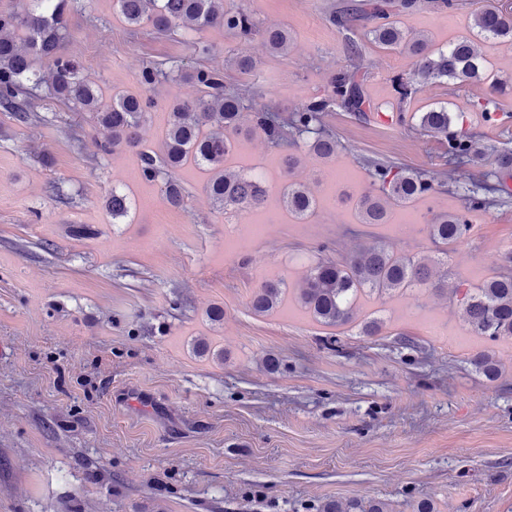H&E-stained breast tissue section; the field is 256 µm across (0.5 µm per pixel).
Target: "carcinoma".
Here are the masks:
<instances>
[{"label": "carcinoma", "instance_id": "cac0c4a2", "mask_svg": "<svg viewBox=\"0 0 512 512\" xmlns=\"http://www.w3.org/2000/svg\"><path fill=\"white\" fill-rule=\"evenodd\" d=\"M116 3L125 21L137 28L148 26L159 33H174L219 27L245 38L257 37L269 52L281 56L288 55L292 47L288 28H263L251 11L226 8L224 0H116ZM423 6L447 11L456 3L454 0H367L359 9L358 19L371 23L369 34L375 42L388 49H403L414 58L413 75L395 80V91L402 101L416 97L441 79L462 83L484 80V59L471 36L462 35L446 48H435L426 34L409 33L392 20L397 12ZM69 14L68 0H26L17 9L0 13V108L20 124L30 122V90L43 82L34 68V59L44 58L53 64L46 95L76 112L89 113L95 125L108 130L111 139L103 145V151L137 147L139 130L155 107L154 100L117 95L109 104L102 102L98 86L85 78L78 63L63 52L69 34ZM471 17V30L476 35L485 40L512 41V9L508 6L491 0ZM224 69L248 73L255 69V62L250 56L238 55L224 60ZM162 78H187L199 86L197 97L169 105L163 157L157 159L150 153H140L141 177L157 183L162 199L174 207L183 206L185 201L177 171L191 159L211 172L205 190L217 210H232L240 216L250 213L265 204L270 188L257 175L239 174L224 167L227 155L240 140L259 135L273 146L301 142L308 156L326 163L336 157L340 147L325 121L331 108L336 105L346 112L364 111V90L354 72L333 75L327 95L293 112L273 111L264 104L248 106L246 93L227 86L224 73L219 70L200 68L184 73L180 68L168 72L148 68L142 72V82L147 86ZM503 93L500 82L492 81L489 95L474 102V109L492 120V113L500 110L497 96ZM246 110L250 115L247 126L242 124ZM455 122L444 107L433 108L419 118L421 130L441 143L443 165L452 171L475 162L482 152L477 135L455 130ZM281 159L284 182L280 201L290 214L303 219L314 212L317 199L306 184L295 179L300 155L291 152ZM368 165L373 188L357 201L363 224H386L390 202L398 204L430 197L436 191L433 176L381 160H370ZM489 176L500 180L511 177L512 153L500 155L496 166L472 179L466 192L465 214L441 215L428 225L430 237L444 246L443 254H448V247L467 238L471 224L466 215L485 214L493 206L479 194L483 179ZM106 209L114 221L126 216L127 196L112 189ZM435 276L436 271L427 259L403 255L386 243L373 242L342 261L319 259L294 295L316 322L339 327L353 320L355 304L361 295L403 292L417 285L442 287V282L434 281ZM287 293L284 282L268 280L254 290L250 307L257 314L269 313L284 301ZM455 293L461 295L460 303L473 335L494 342L512 339V273L487 278L476 288L457 287ZM470 364L490 380L499 374L497 361L486 351L473 355Z\"/></svg>", "mask_w": 512, "mask_h": 512}]
</instances>
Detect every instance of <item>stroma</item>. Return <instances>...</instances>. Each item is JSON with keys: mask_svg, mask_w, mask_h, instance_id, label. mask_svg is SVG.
Listing matches in <instances>:
<instances>
[{"mask_svg": "<svg viewBox=\"0 0 512 512\" xmlns=\"http://www.w3.org/2000/svg\"><path fill=\"white\" fill-rule=\"evenodd\" d=\"M70 2L65 53L104 97L155 101L141 150L153 156L162 154L169 104L199 88L182 79L146 86L149 67L220 69L225 58L250 55L257 70L227 72V83L291 111L355 68L371 109L329 114L344 146L335 161L303 157L296 177L319 196L314 214L294 218L274 198L262 233L242 224L232 235L205 192L209 171L191 162L179 170L188 196L175 208L141 178L140 152L102 151L107 133L85 113L45 99L22 125L0 111V512H318L330 500L373 499L391 512H512V340L471 335L450 291L512 272V194H502L512 178L503 188L487 178L494 204L449 250V290L361 296L341 327L316 323L290 297L265 315L249 304L264 281L296 288L322 252L342 259L382 241L436 256L425 226L463 212L471 168L444 178L429 199L393 206L412 218L403 233L361 223L354 204L336 206L322 186L344 164L356 191L370 189L366 157L439 173L442 147L419 127L420 113L437 104L481 147L512 152V121L490 123L470 109L486 85L447 81L400 103L395 80L413 58L376 44L358 21L365 62L356 67L327 18L353 0H224L287 27L285 57L219 28L135 35L114 0ZM394 19L436 47L471 24L466 9ZM401 107L406 124L377 121ZM240 151L241 165L280 189V148L256 138ZM53 181L68 203L49 192ZM114 187L129 201L117 224L105 208ZM77 224L94 237L73 236ZM215 308L221 321L209 318ZM373 319L377 335H364ZM480 351L499 362L496 380L470 365Z\"/></svg>", "mask_w": 512, "mask_h": 512, "instance_id": "stroma-1", "label": "stroma"}]
</instances>
